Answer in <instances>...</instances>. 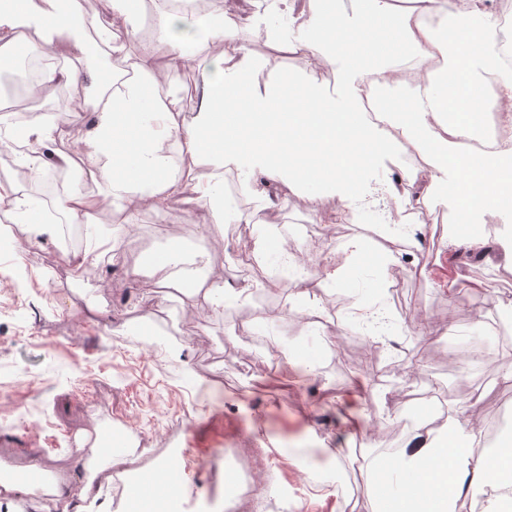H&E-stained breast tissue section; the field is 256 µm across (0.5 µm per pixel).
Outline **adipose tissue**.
<instances>
[{"label":"adipose tissue","instance_id":"obj_1","mask_svg":"<svg viewBox=\"0 0 512 512\" xmlns=\"http://www.w3.org/2000/svg\"><path fill=\"white\" fill-rule=\"evenodd\" d=\"M280 7L265 15L269 40L286 43L307 61L306 73L273 82L267 89H248L245 81L258 66L251 51L238 44L239 12L231 0L220 20L195 26L187 40V15L164 13L157 19L160 36L145 49L137 73L110 94L85 99L84 111L93 113L96 128L82 151L87 171L111 197L126 223H135L127 208L130 199L150 201L163 211L169 200L192 191L215 215L233 211L226 200V175H235L242 188L267 201V186L308 193L315 200L340 198L345 203L339 219L351 224H376L380 218L359 207L363 185L375 182L389 191L384 173L399 158L388 136L398 127L404 137L429 157L426 173L407 171L409 180L424 179L425 195L448 207L452 221L448 236L458 246L473 247L486 240L488 217L512 219V145L476 151L472 140L484 128L482 113L512 111V51L496 50L497 26L486 0H412L396 10L392 0H279ZM35 31L39 43L30 54L86 41L83 0H0V59L13 58L17 33ZM235 43L233 54L207 57L210 40ZM199 54L198 65L208 96L193 122L176 119L177 101L161 97L151 80L157 57L180 59L186 49ZM410 55L415 67L432 68V76L403 85H384L374 110L364 105L367 78ZM329 67L338 88L318 83L313 71ZM504 79V91L488 94V76ZM54 126L44 124L12 129L0 115V145L23 141L24 161L44 169V150L54 140ZM197 158L201 172H177L174 156ZM12 221L26 225L31 241L54 238L56 228L43 216V204L28 193H14ZM253 253L269 267L288 270L292 303L302 306L321 292L340 288L358 297L357 319L368 336L393 325L381 293L394 261L371 256L366 238L351 239L340 264L324 275H312L298 266L283 246L276 225L256 235ZM206 254L180 244L167 249L162 260L133 269L132 278L162 275L184 290L187 307L203 306L211 315L230 307L249 305L245 288L200 289ZM478 403L450 416V429L438 431L429 448L375 462L378 488L369 512H456L462 491L485 497V512H512V448L498 451L503 472L496 486H486L487 463L473 455Z\"/></svg>","mask_w":512,"mask_h":512}]
</instances>
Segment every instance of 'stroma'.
Masks as SVG:
<instances>
[{
    "mask_svg": "<svg viewBox=\"0 0 512 512\" xmlns=\"http://www.w3.org/2000/svg\"><path fill=\"white\" fill-rule=\"evenodd\" d=\"M84 13L93 25L111 24L125 44L123 60L138 64L144 17L130 21L113 13L112 0H84ZM252 31V23L241 24L239 38L259 60L251 88L304 71L300 54L251 41ZM108 75L97 69L95 82L58 83L41 98L0 94V111L22 108L37 113L38 124H56L51 153L75 161L93 117L73 104L104 88ZM203 91L200 71L173 69L166 93L178 97L181 121H192ZM49 103L56 115L45 114ZM83 192L96 199L90 222L112 235L114 248L106 258L76 268L61 261L59 241L38 247L22 239L12 242L10 258H0V463L69 478L95 441L119 436L131 449L128 470L106 462L95 468L99 498L66 502L64 512H131L119 485L162 464L188 460L194 470L182 484L184 512H236L245 496L255 512H367L377 481L374 461L421 435L394 421L404 403L432 422L483 395L473 448L480 459L491 449L490 429L501 421L512 426V380L505 378L512 373V340L487 351L489 375L459 372L448 348L449 337L496 331L499 304L512 301V264L499 251L477 265L456 257L445 207L403 212L412 228L407 240L373 226L337 222L344 204L336 199L318 205L292 196L267 213L278 228L288 229L299 257L315 265L341 255L356 235L398 259L386 303L406 310L409 323H421L422 331L408 339L411 358L384 376L380 370L393 352L369 350L361 339L355 297L338 289L320 294L315 310L292 307L288 288L271 287L273 272L239 262L252 238L236 215L219 224L209 208L194 202L183 209L172 202L160 213L146 206L127 232L96 183H87ZM173 238L190 245L217 240L208 252V278L260 293L275 321L267 346H255L238 332L252 314L249 308L209 318L182 310L178 295L156 288L153 279L125 287L124 271ZM145 314L166 327L149 346L142 336L104 326L109 318L136 321ZM312 315L335 329L314 377L299 359H275L304 341ZM197 375L203 386L194 384ZM258 415L265 423L257 432L250 425ZM299 444L306 449L303 458L289 456V448ZM229 472L236 477L231 496L224 489Z\"/></svg>",
    "mask_w": 512,
    "mask_h": 512,
    "instance_id": "1",
    "label": "stroma"
}]
</instances>
